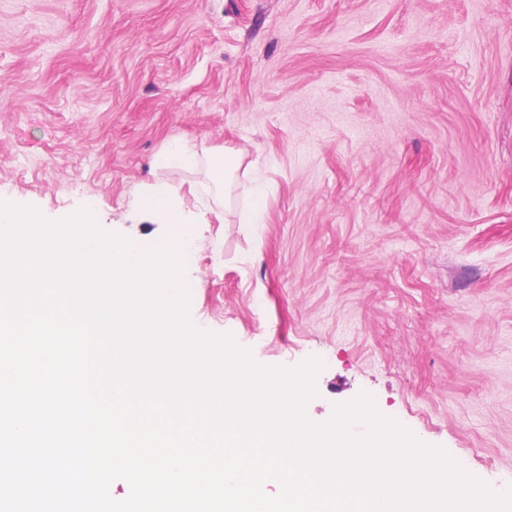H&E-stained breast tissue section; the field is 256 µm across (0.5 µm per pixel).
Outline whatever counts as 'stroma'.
Wrapping results in <instances>:
<instances>
[{
  "instance_id": "1",
  "label": "stroma",
  "mask_w": 512,
  "mask_h": 512,
  "mask_svg": "<svg viewBox=\"0 0 512 512\" xmlns=\"http://www.w3.org/2000/svg\"><path fill=\"white\" fill-rule=\"evenodd\" d=\"M177 144L242 158L192 325L512 485V0H0V201L160 244Z\"/></svg>"
}]
</instances>
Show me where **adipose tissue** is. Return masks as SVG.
<instances>
[{
	"instance_id": "1",
	"label": "adipose tissue",
	"mask_w": 512,
	"mask_h": 512,
	"mask_svg": "<svg viewBox=\"0 0 512 512\" xmlns=\"http://www.w3.org/2000/svg\"><path fill=\"white\" fill-rule=\"evenodd\" d=\"M155 164L166 169L204 171L206 179L197 184L196 191L203 198L222 208L229 199L242 160L237 153L224 149L200 154L183 148L158 155Z\"/></svg>"
}]
</instances>
